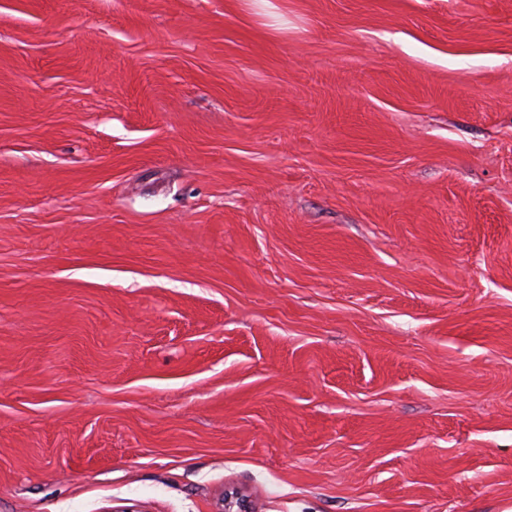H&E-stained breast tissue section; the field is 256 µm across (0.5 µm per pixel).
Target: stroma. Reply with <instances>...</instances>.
<instances>
[{"label":"stroma","mask_w":512,"mask_h":512,"mask_svg":"<svg viewBox=\"0 0 512 512\" xmlns=\"http://www.w3.org/2000/svg\"><path fill=\"white\" fill-rule=\"evenodd\" d=\"M512 512V0H0V512Z\"/></svg>","instance_id":"obj_1"}]
</instances>
